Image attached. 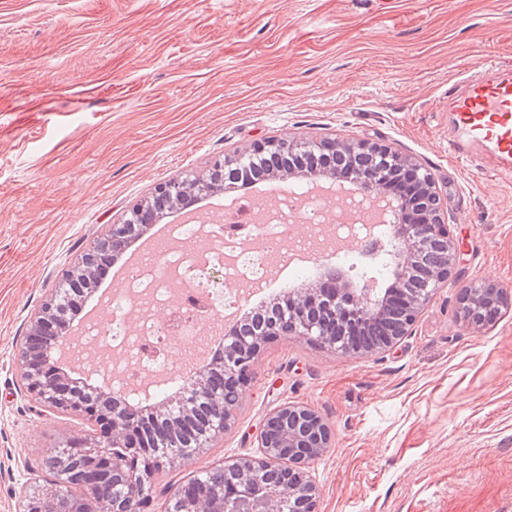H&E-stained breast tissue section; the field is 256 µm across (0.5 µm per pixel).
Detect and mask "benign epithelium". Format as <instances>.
Listing matches in <instances>:
<instances>
[{
  "mask_svg": "<svg viewBox=\"0 0 512 512\" xmlns=\"http://www.w3.org/2000/svg\"><path fill=\"white\" fill-rule=\"evenodd\" d=\"M303 146L305 142L295 138L267 140L253 144L245 154L259 156L277 147L293 155ZM341 148L352 157L375 151L391 152L385 144L342 140L337 145L322 146L321 156L326 157ZM400 162L406 178L404 187L396 193L411 199L407 204L409 218L390 219L380 226L366 225V237L374 240L369 257L375 260L382 254L388 256L393 282L386 298L378 299L375 284L369 280L360 288L354 287L349 279H337L330 288L319 283L293 288L283 295L288 302L289 319L274 324L268 335L297 336L316 341L327 350L349 353L351 349L336 344L334 329L318 323L314 315L318 303L331 297L336 322L344 327L351 323L358 328L382 320L394 303L402 332L368 350L370 354L384 353L407 335L435 291L463 277L459 269L460 248L450 237L442 218L441 198L435 182L420 177L422 167L415 158L402 155ZM388 182V176L382 172L372 174L367 180L360 178L350 189L349 197L383 202L391 210L393 201L389 199ZM187 192V180H171L158 186L150 198L138 203V207L128 208L123 218L107 225L102 236L67 270L61 285L69 286L78 280L95 281L96 261L100 256L117 255L130 240L151 228L145 223L141 208L148 206L163 210L179 202ZM419 255L424 256L423 275L433 283L429 292L410 288L405 282L413 273V259ZM505 302H512L511 294L499 293V287L492 283H477L466 289L459 315L469 325H480L483 323L480 310ZM66 311V303L56 302L53 294L31 318L25 345L17 358V368L39 408L51 412H78L96 423L99 434L69 441L67 452L83 456L91 470L99 474V478L80 484L84 494L97 501V512H128L121 499L109 497L110 488L103 480L110 473L118 472L130 494L144 498L149 490L148 481L156 472L186 464L223 438L235 424L239 391L253 380L254 364L269 340L246 331L225 332L224 352L214 363L221 364L231 378L234 395L231 402L224 399V387H213L210 371L203 369L195 373L187 386L153 406L123 407L113 389L102 391L96 388L94 394L86 395L80 388H72L73 381L67 372L52 373L44 367L40 339L47 328L58 327L57 338L66 353H71ZM201 399L214 401L218 414L210 423L205 440L189 450L179 441L180 426L170 413L176 410L181 420L190 421ZM146 411L167 419L168 448L161 457L139 442L141 421ZM257 442L259 455L239 458L225 467L227 471L240 473V482L230 486L225 483L210 485L195 494L179 490L168 500L165 512H318L319 488L311 475L310 464L331 447L332 431L328 421L310 407L284 403L263 418ZM74 486L65 462H59L49 486L36 495L42 503V512H83L80 500L72 496Z\"/></svg>",
  "mask_w": 512,
  "mask_h": 512,
  "instance_id": "obj_1",
  "label": "benign epithelium"
}]
</instances>
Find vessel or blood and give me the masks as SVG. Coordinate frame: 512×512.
I'll list each match as a JSON object with an SVG mask.
<instances>
[{
	"label": "vessel or blood",
	"instance_id": "1",
	"mask_svg": "<svg viewBox=\"0 0 512 512\" xmlns=\"http://www.w3.org/2000/svg\"><path fill=\"white\" fill-rule=\"evenodd\" d=\"M448 145L456 157L512 173V57L449 83Z\"/></svg>",
	"mask_w": 512,
	"mask_h": 512
}]
</instances>
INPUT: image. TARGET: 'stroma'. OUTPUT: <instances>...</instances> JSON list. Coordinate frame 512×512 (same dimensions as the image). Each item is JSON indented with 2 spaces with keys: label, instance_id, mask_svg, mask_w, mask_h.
<instances>
[{
  "label": "stroma",
  "instance_id": "1",
  "mask_svg": "<svg viewBox=\"0 0 512 512\" xmlns=\"http://www.w3.org/2000/svg\"><path fill=\"white\" fill-rule=\"evenodd\" d=\"M512 56V0H0V512L53 448L95 429L40 414L16 366L31 316L107 224L172 179L276 138L415 157L444 197L462 283L390 352L281 337L235 425L161 486L257 452L263 417L318 410L319 512H512V306L458 317L463 285L512 291V176L448 150V82ZM315 145L322 147V158L334 154L336 150L341 148L345 149L347 154H349L351 157L364 156L369 152L375 151H385L388 153L391 152V149L385 144L368 141L342 140L337 146L336 143L323 145L321 142L316 143Z\"/></svg>",
  "mask_w": 512,
  "mask_h": 512
}]
</instances>
